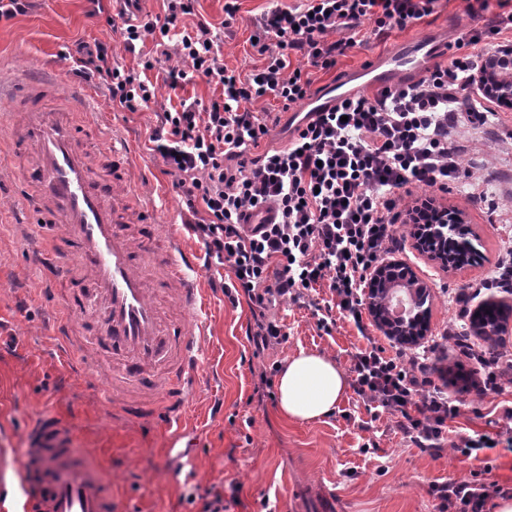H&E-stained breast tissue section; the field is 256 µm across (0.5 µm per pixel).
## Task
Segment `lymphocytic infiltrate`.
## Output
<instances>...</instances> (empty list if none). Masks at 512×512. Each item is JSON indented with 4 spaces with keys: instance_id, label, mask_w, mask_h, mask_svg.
Instances as JSON below:
<instances>
[{
    "instance_id": "obj_1",
    "label": "lymphocytic infiltrate",
    "mask_w": 512,
    "mask_h": 512,
    "mask_svg": "<svg viewBox=\"0 0 512 512\" xmlns=\"http://www.w3.org/2000/svg\"><path fill=\"white\" fill-rule=\"evenodd\" d=\"M437 3L300 0L293 7L270 8L253 22L255 49L265 63L245 77L221 61L209 23L177 32L181 17L192 12L191 0H166L163 20L121 28L128 52L148 38L165 47L170 89L197 77L220 89L209 105L183 98L166 107L150 140L186 198L187 233L202 242L208 263L229 269L231 284L224 294L238 288L252 302L254 346L285 337L282 325L267 319L268 305L297 303L327 289L328 297L313 303L318 329L332 333L341 318L366 336L352 356L355 394L373 418L390 416L405 442L436 452L458 408L429 377L426 351L392 354L366 335L364 290L394 239L399 190L425 185L444 191L459 182L471 195H482V178L460 166L455 132L462 118L477 126L487 121L470 92L488 60L487 46L512 32V11L458 38L447 61L418 81L344 100L297 128L287 145L247 162L242 155L269 135L273 120L271 113L251 111V104L270 96L287 109L311 91V78L292 68L291 55L333 69L356 46L354 32L362 24H370L380 38L392 27L430 16ZM339 30L346 38L330 40ZM71 59L77 73L104 80L122 107L133 110L157 97L148 78L116 62L109 44L77 43ZM258 206L273 209L275 221L247 228L243 219ZM462 351L476 363L468 372L470 384L500 392V367H512V358L469 344ZM430 491L441 512H486L491 498L508 494L481 470L467 480L433 483Z\"/></svg>"
}]
</instances>
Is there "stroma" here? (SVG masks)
Masks as SVG:
<instances>
[{
	"label": "stroma",
	"instance_id": "stroma-1",
	"mask_svg": "<svg viewBox=\"0 0 512 512\" xmlns=\"http://www.w3.org/2000/svg\"><path fill=\"white\" fill-rule=\"evenodd\" d=\"M224 3L196 0L193 15L184 23L190 29L201 21L216 26L225 65L246 75L264 64L249 42L255 16L276 5H295L296 0H239L231 22L225 19ZM119 9L116 0H31L25 14L0 20V70L16 76L49 62L58 72L60 89L83 85L105 120L119 124L129 136L137 170L148 176L154 191L160 210L157 220L166 226L186 212L173 176L150 150L157 114L172 95L164 83L167 63L161 47L150 39L138 52L124 50L120 34L107 23ZM486 19L483 13L468 14L464 0H441L432 15L402 29L392 28L382 38L371 35L369 25H361L359 45L340 57L335 69L312 67L298 55L291 63L318 85L427 30L445 28L457 37L482 28ZM79 40L111 44L128 69H138L143 59L152 60L147 76L158 89L156 102L133 111L122 108L113 102L104 81L75 74L68 54ZM496 113L485 126L465 122L459 127L458 139L466 147L463 160L479 169L484 198L471 197L460 186L433 193L438 204L462 211L476 235L480 263L442 269L416 249L403 229L391 255L392 261L410 267L431 294L425 334L429 340L441 338L448 325H462L455 295L469 292L490 275L498 256L512 248V108L500 106ZM16 202L14 184L0 183V475L7 485L18 482L31 423L43 415H57L72 426L73 447L111 471L112 498L127 512H198V504L189 503V494L214 485L224 489L226 512H263L267 506L276 512H439L431 484L469 477L480 467L478 460L457 451V443L501 429L494 408L500 401H512V375L503 377L499 395L452 382L448 369L462 356L450 340H444L431 360L433 381L459 407L458 417L448 423L441 453L408 446L390 429L387 418L372 420L351 390L326 418L308 424L281 419L265 384L272 365L303 348L326 354L347 370L362 338L342 319L331 335L321 334L309 306L280 302L269 312L283 321L287 339L259 352L247 336L254 326L248 299L233 301L212 291L203 346L209 372L182 424L181 444L191 453L183 459L169 457L172 428L161 422L106 419V390L89 388L77 370L85 355L95 352L99 327L93 319L94 297H87L83 311L70 315L79 348L67 354L58 351L48 316L65 312L72 294L81 290L80 271L74 266L63 272L52 293H45L41 271L29 253L34 228L15 223ZM491 203L498 207L494 224L487 214Z\"/></svg>",
	"mask_w": 512,
	"mask_h": 512
}]
</instances>
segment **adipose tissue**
<instances>
[{
    "label": "adipose tissue",
    "instance_id": "obj_1",
    "mask_svg": "<svg viewBox=\"0 0 512 512\" xmlns=\"http://www.w3.org/2000/svg\"><path fill=\"white\" fill-rule=\"evenodd\" d=\"M346 391V374L332 358L301 350L280 365L276 407L284 419L314 422L336 411Z\"/></svg>",
    "mask_w": 512,
    "mask_h": 512
}]
</instances>
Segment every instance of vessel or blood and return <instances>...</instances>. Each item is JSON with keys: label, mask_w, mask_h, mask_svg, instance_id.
I'll list each match as a JSON object with an SVG mask.
<instances>
[{"label": "vessel or blood", "mask_w": 512, "mask_h": 512, "mask_svg": "<svg viewBox=\"0 0 512 512\" xmlns=\"http://www.w3.org/2000/svg\"><path fill=\"white\" fill-rule=\"evenodd\" d=\"M441 37L429 31L323 84L304 104V120L417 75L439 58ZM7 97L14 111L0 116V129L14 130L15 143L34 150L24 181L38 209L65 227L53 253L35 242V257L50 275L79 259L103 302L100 343L121 363L108 383L113 416L147 420L160 409L167 421H177L207 373L199 254L187 248L179 227L163 231L154 223L155 200L132 175L133 155L120 129H113L104 156L78 147L68 113H80L92 128L104 123L86 89L60 95L56 73L47 67L16 97L0 79V98ZM70 436L69 425L54 417L30 427L18 488L0 486V512H118L109 473L90 458L75 459Z\"/></svg>", "instance_id": "1"}]
</instances>
